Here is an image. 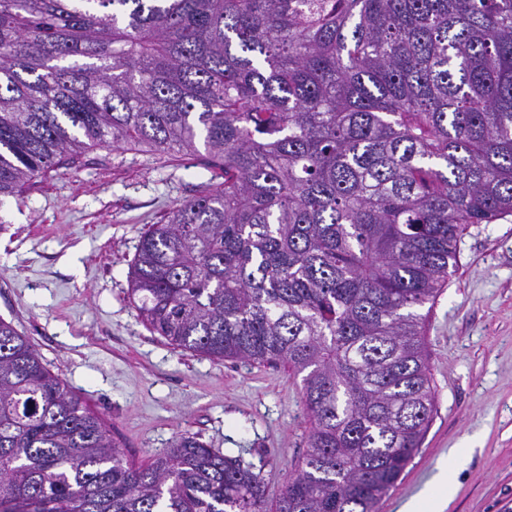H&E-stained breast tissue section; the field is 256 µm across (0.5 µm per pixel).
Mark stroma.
I'll list each match as a JSON object with an SVG mask.
<instances>
[{"instance_id":"35a3bbf8","label":"stroma","mask_w":512,"mask_h":512,"mask_svg":"<svg viewBox=\"0 0 512 512\" xmlns=\"http://www.w3.org/2000/svg\"><path fill=\"white\" fill-rule=\"evenodd\" d=\"M210 177L127 148L55 167L0 207V318L103 415L128 458L147 460L188 433L253 464L274 498L307 451L301 376L175 349L128 294L146 225ZM460 248L426 326L437 412L379 512H400L442 466L455 482L444 512H512V218L470 227Z\"/></svg>"}]
</instances>
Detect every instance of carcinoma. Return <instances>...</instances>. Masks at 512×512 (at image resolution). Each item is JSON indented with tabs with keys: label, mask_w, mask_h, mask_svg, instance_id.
<instances>
[{
	"label": "carcinoma",
	"mask_w": 512,
	"mask_h": 512,
	"mask_svg": "<svg viewBox=\"0 0 512 512\" xmlns=\"http://www.w3.org/2000/svg\"><path fill=\"white\" fill-rule=\"evenodd\" d=\"M142 145L222 182L142 233L131 302L303 375L307 454L274 500L187 434L130 461L0 319V512H378L436 410L417 309L512 217V0H0V198Z\"/></svg>",
	"instance_id": "cac0c4a2"
}]
</instances>
